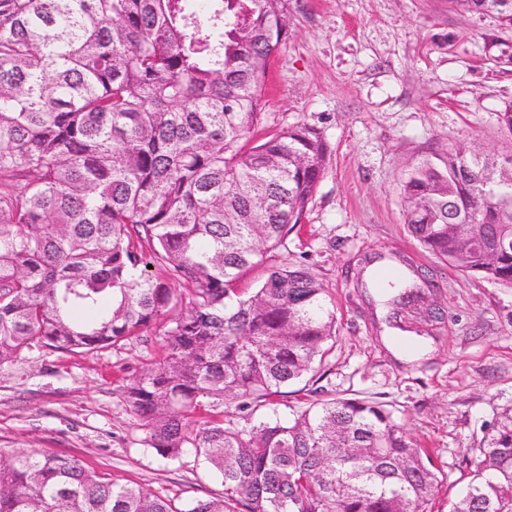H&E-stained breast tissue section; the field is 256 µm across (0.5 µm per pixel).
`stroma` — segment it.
<instances>
[{
  "label": "stroma",
  "instance_id": "obj_1",
  "mask_svg": "<svg viewBox=\"0 0 512 512\" xmlns=\"http://www.w3.org/2000/svg\"><path fill=\"white\" fill-rule=\"evenodd\" d=\"M288 35L265 78V128H318L330 157L316 194L267 262L302 264L337 318L321 379L286 387L258 416L288 417L317 399L380 401L427 448L448 512L470 459L512 416V289L457 270L410 233L400 198L406 165L454 145L512 153L499 115L512 106V32L450 0H288ZM398 257L429 277L431 333L389 327L382 289L362 287L363 256ZM420 346L403 358L399 340ZM162 354L154 335L94 353L34 348L0 367V464L47 450L121 484L184 505L222 495L193 451L167 460L143 444L120 397Z\"/></svg>",
  "mask_w": 512,
  "mask_h": 512
}]
</instances>
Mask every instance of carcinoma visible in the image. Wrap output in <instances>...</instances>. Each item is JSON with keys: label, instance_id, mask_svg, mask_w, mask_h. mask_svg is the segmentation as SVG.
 Instances as JSON below:
<instances>
[{"label": "carcinoma", "instance_id": "obj_1", "mask_svg": "<svg viewBox=\"0 0 512 512\" xmlns=\"http://www.w3.org/2000/svg\"><path fill=\"white\" fill-rule=\"evenodd\" d=\"M287 2L0 0V365L155 333L161 359L121 398L147 447L190 448L224 483L179 509L32 450L0 465V512H431L439 476L383 404L250 423L336 341L308 268L241 287L300 223L328 157L313 126L264 132ZM458 3L512 31V0ZM399 187L417 241L512 288V168L450 146ZM422 298L405 279L388 304L427 324ZM206 408L219 417L196 419ZM473 464L449 512H512V416Z\"/></svg>", "mask_w": 512, "mask_h": 512}]
</instances>
